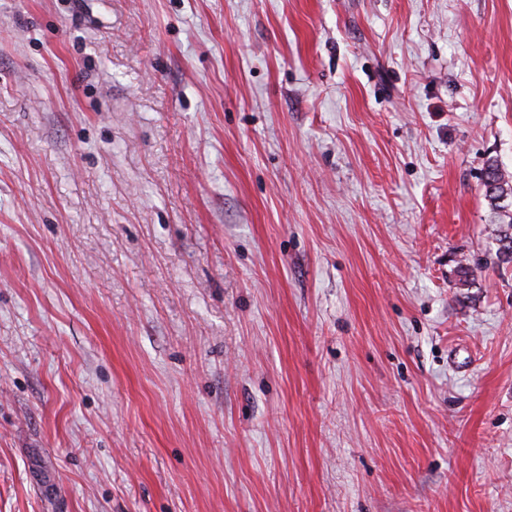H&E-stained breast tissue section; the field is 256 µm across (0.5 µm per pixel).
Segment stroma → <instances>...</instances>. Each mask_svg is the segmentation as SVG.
I'll return each instance as SVG.
<instances>
[{
  "label": "stroma",
  "instance_id": "stroma-1",
  "mask_svg": "<svg viewBox=\"0 0 512 512\" xmlns=\"http://www.w3.org/2000/svg\"><path fill=\"white\" fill-rule=\"evenodd\" d=\"M490 158L512 0H0V512H512Z\"/></svg>",
  "mask_w": 512,
  "mask_h": 512
}]
</instances>
